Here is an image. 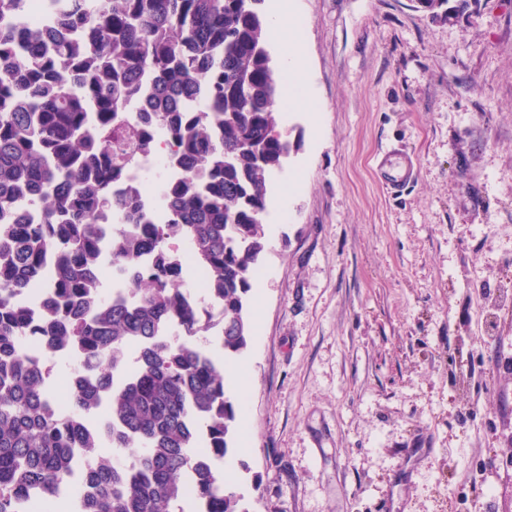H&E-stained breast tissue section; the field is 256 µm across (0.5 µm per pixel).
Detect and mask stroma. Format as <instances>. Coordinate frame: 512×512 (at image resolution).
Instances as JSON below:
<instances>
[{
    "label": "stroma",
    "mask_w": 512,
    "mask_h": 512,
    "mask_svg": "<svg viewBox=\"0 0 512 512\" xmlns=\"http://www.w3.org/2000/svg\"><path fill=\"white\" fill-rule=\"evenodd\" d=\"M320 110L249 294V512H512V0H295ZM397 147L417 175L376 177ZM391 153H385L379 162V180L396 196L402 195L411 182L414 165L411 159L406 164L392 163Z\"/></svg>",
    "instance_id": "obj_1"
}]
</instances>
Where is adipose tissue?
I'll list each match as a JSON object with an SVG mask.
<instances>
[{
	"label": "adipose tissue",
	"instance_id": "adipose-tissue-1",
	"mask_svg": "<svg viewBox=\"0 0 512 512\" xmlns=\"http://www.w3.org/2000/svg\"><path fill=\"white\" fill-rule=\"evenodd\" d=\"M269 31L284 47L283 70L288 76L283 89L284 98L292 100L307 111H314V96L300 49L301 36L295 22L292 0H273L270 6Z\"/></svg>",
	"mask_w": 512,
	"mask_h": 512
}]
</instances>
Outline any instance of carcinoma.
Returning <instances> with one entry per match:
<instances>
[{
  "label": "carcinoma",
  "mask_w": 512,
  "mask_h": 512,
  "mask_svg": "<svg viewBox=\"0 0 512 512\" xmlns=\"http://www.w3.org/2000/svg\"><path fill=\"white\" fill-rule=\"evenodd\" d=\"M0 0V512H248L222 478L238 420L206 348L223 308L224 362L248 345L246 305L265 249L268 184L288 152L262 0H54L49 29ZM139 108L130 152L121 113ZM162 131L183 177L154 224L112 180ZM125 214L105 245L97 219ZM206 277L186 287L168 246ZM129 272L102 293L103 254ZM56 255L40 319L23 300ZM137 350L128 369L125 351ZM69 362L72 394L49 383Z\"/></svg>",
  "instance_id": "cac0c4a2"
}]
</instances>
